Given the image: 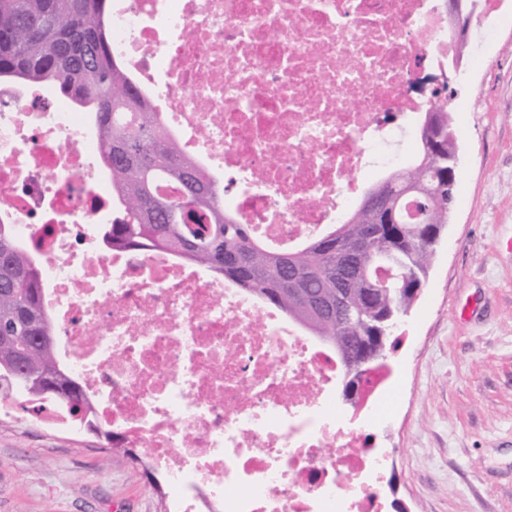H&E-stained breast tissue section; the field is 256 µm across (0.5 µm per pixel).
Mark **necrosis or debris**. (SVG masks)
<instances>
[{
    "label": "necrosis or debris",
    "mask_w": 512,
    "mask_h": 512,
    "mask_svg": "<svg viewBox=\"0 0 512 512\" xmlns=\"http://www.w3.org/2000/svg\"><path fill=\"white\" fill-rule=\"evenodd\" d=\"M112 54L224 208L282 250L341 223L403 163L454 50L435 0H112ZM91 116L0 84V224L41 276L58 360L116 448L164 472L175 512H386L389 451L336 402L333 350L126 222Z\"/></svg>",
    "instance_id": "4bbe7bcc"
}]
</instances>
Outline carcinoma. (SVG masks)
<instances>
[{"label":"carcinoma","instance_id":"carcinoma-1","mask_svg":"<svg viewBox=\"0 0 512 512\" xmlns=\"http://www.w3.org/2000/svg\"><path fill=\"white\" fill-rule=\"evenodd\" d=\"M110 0H0V74L52 86L93 113L112 193L129 220L111 225L112 246L168 250L235 281L327 342L355 370L358 393L388 367L397 331L425 283L448 224V158L457 152L448 93L432 90L418 164L393 171L366 192L342 224L290 251L259 242L224 210L222 191L187 156L112 56ZM402 274L375 294L373 283ZM29 255L0 226V377L22 385L53 379L64 386L53 328ZM38 342L18 359L16 337Z\"/></svg>","mask_w":512,"mask_h":512}]
</instances>
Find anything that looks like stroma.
Wrapping results in <instances>:
<instances>
[{
    "label": "stroma",
    "mask_w": 512,
    "mask_h": 512,
    "mask_svg": "<svg viewBox=\"0 0 512 512\" xmlns=\"http://www.w3.org/2000/svg\"><path fill=\"white\" fill-rule=\"evenodd\" d=\"M454 87L455 206L363 433L399 512H512V22L471 25ZM171 509L104 438L0 414V512Z\"/></svg>",
    "instance_id": "obj_1"
}]
</instances>
